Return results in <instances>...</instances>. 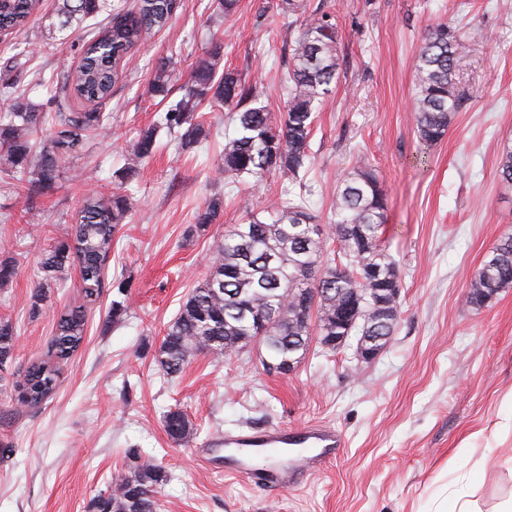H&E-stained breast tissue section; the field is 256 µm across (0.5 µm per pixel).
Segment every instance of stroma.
Here are the masks:
<instances>
[{"label":"stroma","instance_id":"1","mask_svg":"<svg viewBox=\"0 0 512 512\" xmlns=\"http://www.w3.org/2000/svg\"><path fill=\"white\" fill-rule=\"evenodd\" d=\"M281 0H239L229 18L215 0H180L168 24L138 46L105 108L106 129L86 142L84 175L28 200L0 181V263L16 274L0 286V320L17 340L0 375L15 380L45 359L55 320L82 302L78 266L34 300L37 262L65 237L91 191L120 193L129 212L114 239L108 286L88 309L85 341L61 365L56 394L41 406L0 398V512H96L111 478L130 466L127 449L151 457L167 475L160 512H433L440 493L468 494L477 512H496L512 496V287L484 307L469 306V281L512 232V183L498 175L512 144V0H305L336 22L339 68L312 137V211L327 217L336 182L354 155L376 169L388 198L383 243L399 262L400 316L371 363L352 348L312 346L288 375L264 370L251 349L216 362L195 357L175 378L157 363L166 328L209 273L207 259L226 228L261 212L287 178L261 187L215 181L224 147L225 109L206 110L211 136L184 151L170 143L128 179L124 149L164 108L149 83L159 62L181 79L213 37L225 67L252 84L280 115L281 50L293 33ZM58 0H38L29 25L0 38V83L17 82L36 105L51 102L53 74L75 69L89 19L61 29ZM457 33L456 78L463 105L446 136L421 148L409 112L413 60L427 29ZM28 59L15 72L13 57ZM224 216L194 231L214 195ZM126 312L113 322L112 303ZM186 413L191 436L172 440L164 416ZM325 422L346 446L326 469L288 490L252 486L206 468L201 450L244 426Z\"/></svg>","mask_w":512,"mask_h":512}]
</instances>
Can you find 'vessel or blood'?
<instances>
[{
	"label": "vessel or blood",
	"instance_id": "b4317fda",
	"mask_svg": "<svg viewBox=\"0 0 512 512\" xmlns=\"http://www.w3.org/2000/svg\"><path fill=\"white\" fill-rule=\"evenodd\" d=\"M344 446L342 433L324 423L294 430L276 426L261 432L240 430L224 436V469L246 476L259 485L288 489L299 476L324 469ZM296 448L300 455L281 468L255 466L256 458H266Z\"/></svg>",
	"mask_w": 512,
	"mask_h": 512
}]
</instances>
